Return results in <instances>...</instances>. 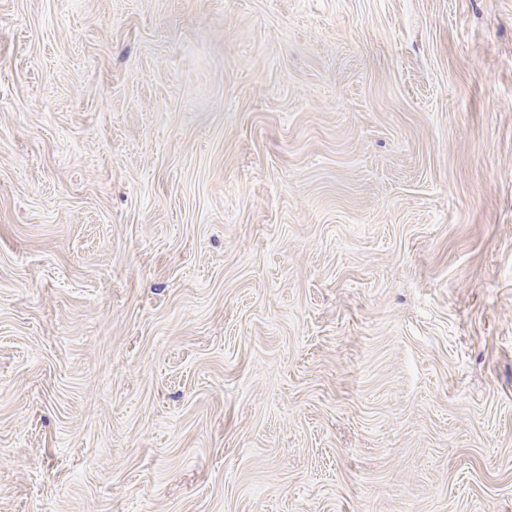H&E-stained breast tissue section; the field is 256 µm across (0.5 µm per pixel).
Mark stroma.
<instances>
[{"label":"stroma","mask_w":512,"mask_h":512,"mask_svg":"<svg viewBox=\"0 0 512 512\" xmlns=\"http://www.w3.org/2000/svg\"><path fill=\"white\" fill-rule=\"evenodd\" d=\"M0 512H512V0H0Z\"/></svg>","instance_id":"obj_1"}]
</instances>
